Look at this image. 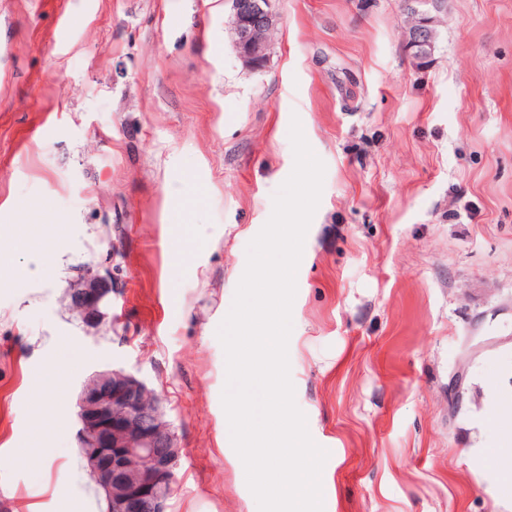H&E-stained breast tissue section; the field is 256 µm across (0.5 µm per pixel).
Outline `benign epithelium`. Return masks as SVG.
<instances>
[{"mask_svg": "<svg viewBox=\"0 0 512 512\" xmlns=\"http://www.w3.org/2000/svg\"><path fill=\"white\" fill-rule=\"evenodd\" d=\"M230 2L237 57L246 67L262 70L277 29L272 0ZM428 4L406 0L403 40L410 56L421 62L432 59L440 24ZM111 293L110 274H83L67 292L68 309L80 323L98 329L105 324ZM77 408L79 451L95 489L110 496L112 512H167L181 448L157 391L122 368L100 370L81 385Z\"/></svg>", "mask_w": 512, "mask_h": 512, "instance_id": "obj_1", "label": "benign epithelium"}]
</instances>
